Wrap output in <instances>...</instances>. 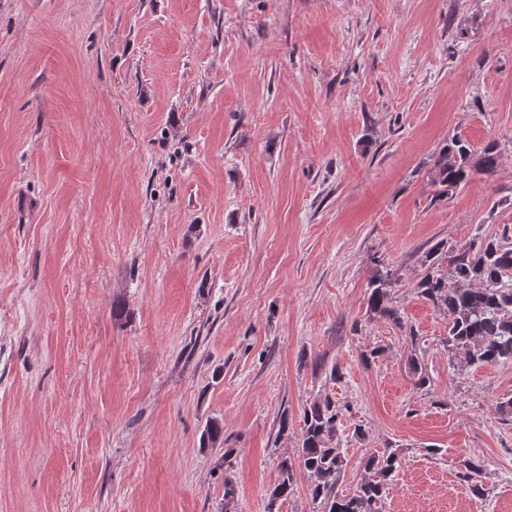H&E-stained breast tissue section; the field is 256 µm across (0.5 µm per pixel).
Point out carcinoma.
I'll return each mask as SVG.
<instances>
[{"mask_svg":"<svg viewBox=\"0 0 512 512\" xmlns=\"http://www.w3.org/2000/svg\"><path fill=\"white\" fill-rule=\"evenodd\" d=\"M497 145L489 142L474 156L470 144L453 137L438 150L431 168V182L443 197L466 185L475 173L497 171ZM426 268L416 284L418 294L448 315V347L464 355L471 365L495 366L512 362V243L493 237L465 247L446 249L437 244L425 255ZM368 310L402 324L400 310L391 305L393 277L378 272L370 282ZM342 406L327 394L304 408L298 467L313 479L310 485L313 512H382L388 481L398 467V455L389 449L371 450L359 460L364 477L355 489H340L350 464L339 437ZM462 477L471 495H481L475 478L482 462L465 459ZM281 479L270 493L267 512H279L294 487L292 465L283 462Z\"/></svg>","mask_w":512,"mask_h":512,"instance_id":"cac0c4a2","label":"carcinoma"}]
</instances>
